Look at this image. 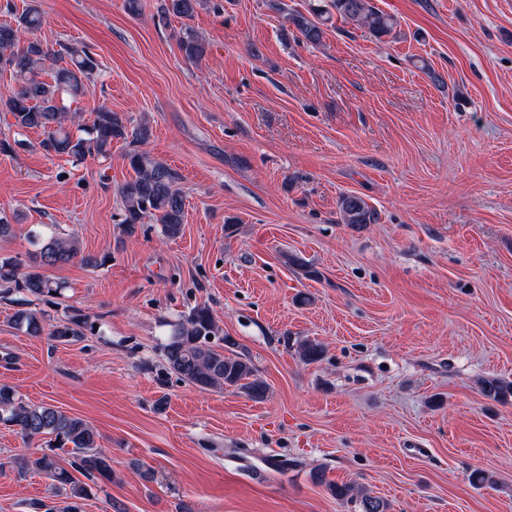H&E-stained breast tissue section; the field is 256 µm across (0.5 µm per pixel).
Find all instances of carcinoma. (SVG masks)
Instances as JSON below:
<instances>
[{"mask_svg":"<svg viewBox=\"0 0 512 512\" xmlns=\"http://www.w3.org/2000/svg\"><path fill=\"white\" fill-rule=\"evenodd\" d=\"M200 0H166L164 14L179 18L192 16ZM341 18L366 27L381 38L394 33L396 19L379 10L373 0H330L327 8H316L312 20L297 12L287 16L303 39L316 45L322 41L323 26L331 19V11ZM45 23L44 15L35 8L26 9L16 24L0 25V72L8 71L19 87L0 106L10 112L19 128L39 129L44 133L40 148L47 154L75 159L110 155L112 142L132 138L144 143L148 128L128 129L122 115L101 106L95 119L87 127L72 131L69 124L76 123L78 114L65 112L60 105L65 95H78L84 80L99 70L94 54L83 46L62 44L54 50L43 46L34 38ZM179 47L189 60L200 59L205 52L201 40L190 32L183 33ZM46 73L51 81L40 79ZM127 161L135 177L120 187L122 202L119 224L131 234L135 226L147 218L160 224L168 239L178 237L182 231L185 200L176 187L179 174L166 163L155 159L149 152L133 150ZM342 222L345 224H373L378 220L376 211L360 196L343 195L338 202ZM89 268L101 265L92 254H80L76 242L67 237L51 235L42 240L39 248L25 258L0 256V287L36 299L47 300L60 294L62 285L46 274L49 268H61L74 260ZM16 326L30 336L48 334L57 341L78 339L94 329L90 317L71 313L46 326L34 311L18 309L12 316ZM235 341L224 335L209 305L194 307L188 315L171 324L166 342L161 346L165 369L180 380L202 389L233 387L255 400L267 392L266 384L257 377L252 361L237 351ZM301 362L314 364L324 354L322 346L313 340L297 344ZM483 396L499 401L512 396V381L488 376L479 381ZM0 422L13 426L28 439L49 437L48 448L41 456L30 461L14 460L17 476L24 477L30 469L44 474L55 489V501H34L31 512H83V501L90 497L88 482L112 480V458L98 445L97 434L83 419L71 416L51 404H28L16 397L11 387L0 384ZM70 448L69 467H63L54 449ZM82 475L86 481L77 479ZM338 498L355 494L360 500V512H388V503L364 489L353 490L348 485H329Z\"/></svg>","mask_w":512,"mask_h":512,"instance_id":"carcinoma-1","label":"carcinoma"}]
</instances>
